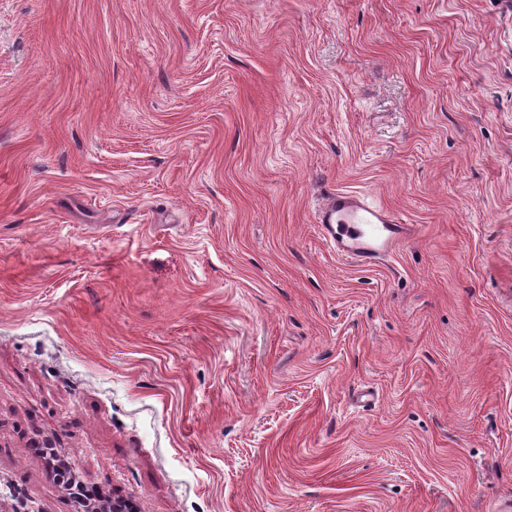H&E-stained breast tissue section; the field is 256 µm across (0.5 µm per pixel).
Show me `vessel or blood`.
Here are the masks:
<instances>
[{
    "label": "vessel or blood",
    "instance_id": "b4317fda",
    "mask_svg": "<svg viewBox=\"0 0 512 512\" xmlns=\"http://www.w3.org/2000/svg\"><path fill=\"white\" fill-rule=\"evenodd\" d=\"M317 224L337 256L363 268L385 264L416 235L415 225L400 214L354 191L327 194L317 210Z\"/></svg>",
    "mask_w": 512,
    "mask_h": 512
}]
</instances>
